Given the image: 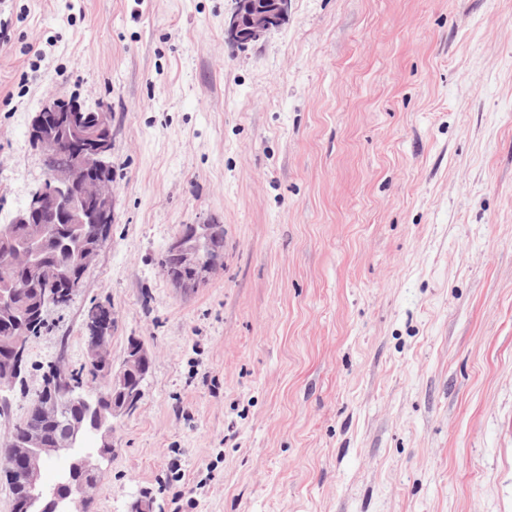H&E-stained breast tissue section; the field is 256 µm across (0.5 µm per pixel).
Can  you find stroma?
Masks as SVG:
<instances>
[{
    "label": "stroma",
    "instance_id": "1",
    "mask_svg": "<svg viewBox=\"0 0 512 512\" xmlns=\"http://www.w3.org/2000/svg\"><path fill=\"white\" fill-rule=\"evenodd\" d=\"M0 0V224L43 178L47 87L112 108V225L0 407L48 364L152 361L88 512H512V0ZM224 226L184 292L161 258ZM233 11L224 18V39L241 48L259 41L279 28L288 16L290 0H234ZM223 256L224 234L216 224H185L166 247L163 272L175 288H199L222 265Z\"/></svg>",
    "mask_w": 512,
    "mask_h": 512
}]
</instances>
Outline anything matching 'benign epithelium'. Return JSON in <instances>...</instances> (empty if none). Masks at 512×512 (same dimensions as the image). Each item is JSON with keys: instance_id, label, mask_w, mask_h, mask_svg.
Masks as SVG:
<instances>
[{"instance_id": "obj_1", "label": "benign epithelium", "mask_w": 512, "mask_h": 512, "mask_svg": "<svg viewBox=\"0 0 512 512\" xmlns=\"http://www.w3.org/2000/svg\"><path fill=\"white\" fill-rule=\"evenodd\" d=\"M234 2L233 11L224 18V39L242 48L280 27L290 8V0ZM29 135L42 152L44 179L29 192L11 222L0 225V236L11 241L23 269L10 287L0 289V316L23 329L44 320L49 306L67 304L81 288L85 271L105 243L104 234L86 235L83 227L110 223L114 205L108 105L91 108L75 97L50 91L31 119ZM66 240L75 242L76 261L54 277L44 267L46 247ZM223 256L224 234L217 225L185 224L166 247L164 274L176 288L195 289L222 265ZM40 280L53 286L40 290L38 306L18 309L17 292ZM112 323L111 305L89 309L86 357L104 385H112V408L102 407L104 391L92 397L78 384H67L58 393L38 394L29 416L39 424L7 449L12 465L20 466L23 473V480L13 485L12 512H76L98 489L102 472L97 460L111 454L115 422L139 402L151 367L150 351L138 339L129 342L123 361L114 366L109 352ZM26 345V337L14 339L8 359L12 368L0 371V393L13 389ZM47 425L59 426L55 436H46ZM63 454L70 455L68 467L50 485L44 474Z\"/></svg>"}]
</instances>
